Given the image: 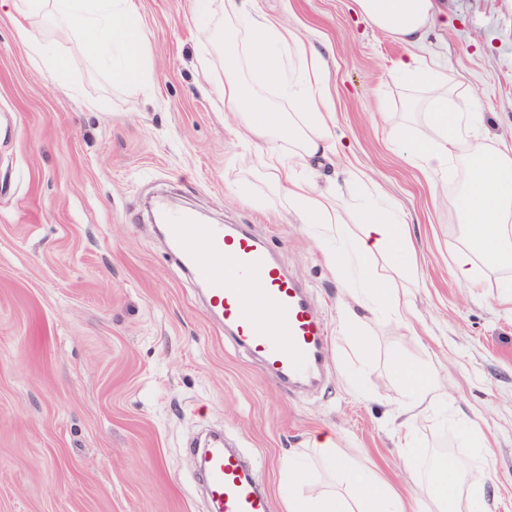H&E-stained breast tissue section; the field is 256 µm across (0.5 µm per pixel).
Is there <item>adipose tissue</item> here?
<instances>
[{"instance_id": "ef3b65f1", "label": "adipose tissue", "mask_w": 512, "mask_h": 512, "mask_svg": "<svg viewBox=\"0 0 512 512\" xmlns=\"http://www.w3.org/2000/svg\"><path fill=\"white\" fill-rule=\"evenodd\" d=\"M363 19L388 32L409 47L421 46L435 19L433 0H356ZM13 8L25 15H49L76 36L95 33L85 46L88 56L110 57L112 78L117 83L150 88L151 76L144 65L146 32L131 0H13ZM224 17L244 24L241 55L230 56L220 88L224 107L240 114L235 133L257 138L262 145V164L269 176L288 194V204L306 224H323L342 232L344 224L331 193L312 180L298 177L292 158L326 157L336 149V127L330 104L322 92L326 75L323 56L308 46L278 18L261 12L256 0H224ZM411 81L424 84L429 93L428 133L403 142L407 159L435 183L448 182V164L460 151H473L469 113L448 103V77L434 66L419 67L415 57L396 65ZM272 85L294 104L287 114L273 106L261 88ZM292 147L284 153L282 144ZM458 210L469 243L483 252L492 265L512 267V149H500L472 166L458 198ZM394 203L373 204L359 211L363 235L353 251L330 257L333 270L342 271L377 255L398 256L411 248L407 225L396 218ZM368 296L356 299L361 310L380 305L395 318L411 313L399 295L391 275L368 279ZM404 385L413 400L399 411L403 429H411L419 415L447 402L439 373L429 368L399 364ZM316 456L335 464L339 489L323 490L312 497L288 495L287 512H406L399 494L377 477L359 469L339 450L332 435L321 434L312 442ZM447 487H435L431 497L448 512H494L496 497L485 484L463 486L456 465L447 468Z\"/></svg>"}]
</instances>
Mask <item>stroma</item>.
<instances>
[{
  "label": "stroma",
  "instance_id": "1",
  "mask_svg": "<svg viewBox=\"0 0 512 512\" xmlns=\"http://www.w3.org/2000/svg\"><path fill=\"white\" fill-rule=\"evenodd\" d=\"M133 2L147 94L87 56L92 34L0 12V512H207L189 443L210 427L257 459L272 512H284L288 454L310 458L308 491L332 481L312 457L319 433L420 504L430 453L453 449L464 478L496 489L497 512H512V308L500 302L512 269L486 267L478 284L455 277L467 246L463 160L436 187L394 149L427 129L409 109L427 90L391 76L407 46L367 24L354 0H258L327 62L337 153L315 171L336 191L347 229L337 239L296 219L255 145L228 128L215 88L235 49L224 0L203 22L193 0ZM434 2L442 20L416 55L447 73L455 104L480 112L473 140L494 151L512 142V0ZM22 27L67 61L64 81L30 59ZM350 168L368 177L365 192L347 182ZM377 192L397 201L413 238L400 289L414 317L363 313L353 345L343 340L353 291L327 254L352 248L359 205ZM159 197L248 226L311 290L329 338L319 392L288 390L233 346L152 222ZM395 352L439 371L449 396L416 420L409 450L397 442L410 393Z\"/></svg>",
  "mask_w": 512,
  "mask_h": 512
}]
</instances>
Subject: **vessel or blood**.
Here are the masks:
<instances>
[{
    "label": "vessel or blood",
    "instance_id": "b4317fda",
    "mask_svg": "<svg viewBox=\"0 0 512 512\" xmlns=\"http://www.w3.org/2000/svg\"><path fill=\"white\" fill-rule=\"evenodd\" d=\"M163 222L176 261L207 285L209 308L223 318L237 348L285 384L312 383L324 374L328 339L312 296L274 260L264 238L231 224L198 223L188 211H164ZM204 254L215 264L199 265ZM203 480L210 512H271L255 469L226 448L222 436L208 443Z\"/></svg>",
    "mask_w": 512,
    "mask_h": 512
}]
</instances>
